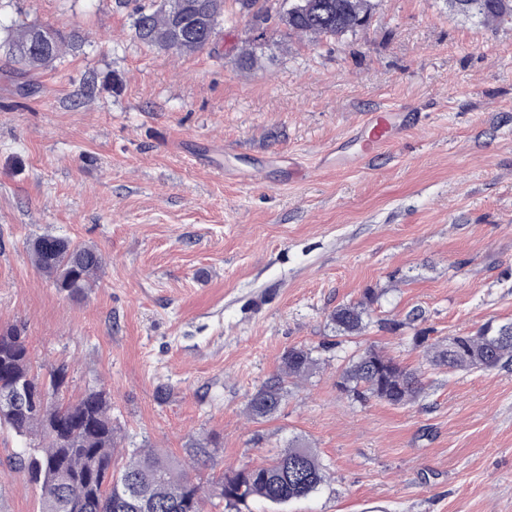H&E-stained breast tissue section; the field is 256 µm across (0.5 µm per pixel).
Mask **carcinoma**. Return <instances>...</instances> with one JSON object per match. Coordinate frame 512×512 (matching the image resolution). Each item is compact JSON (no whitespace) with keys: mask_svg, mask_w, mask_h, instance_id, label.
I'll list each match as a JSON object with an SVG mask.
<instances>
[{"mask_svg":"<svg viewBox=\"0 0 512 512\" xmlns=\"http://www.w3.org/2000/svg\"><path fill=\"white\" fill-rule=\"evenodd\" d=\"M321 7L298 8L282 18L298 37L342 40L368 22L372 0H318ZM226 0H147L135 7V37L143 44L177 54L206 48L207 30L224 20ZM456 15L483 23L512 21V0H448ZM0 50L26 71L46 69L76 49L79 37L37 23L5 28ZM31 263L55 287L73 297L93 287L102 254L93 246L50 234L28 245ZM378 299L368 290L363 300L337 306L330 314L336 336H358L368 327V311ZM426 360L448 371H493L512 365V320L487 323L455 336V343L420 337ZM316 366L312 350L293 347L282 356L279 373L252 393L246 410L253 419L274 416L288 382ZM66 372L53 370L49 381L33 372L26 338L15 328L0 330V428L29 440L15 469L40 490L42 512H202L205 491L189 479L174 458L149 448H130L121 466L112 464L115 427L112 405L103 390L75 400L63 397ZM336 386L352 400L410 404L424 392L421 374L396 358L367 347L353 356ZM330 481L318 454L298 439L254 466L231 469L213 485L224 512H246L260 498L286 505L320 492Z\"/></svg>","mask_w":512,"mask_h":512,"instance_id":"obj_1","label":"carcinoma"}]
</instances>
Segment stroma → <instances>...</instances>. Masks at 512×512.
Wrapping results in <instances>:
<instances>
[{
    "label": "stroma",
    "instance_id": "obj_1",
    "mask_svg": "<svg viewBox=\"0 0 512 512\" xmlns=\"http://www.w3.org/2000/svg\"><path fill=\"white\" fill-rule=\"evenodd\" d=\"M226 14L211 48L178 56L140 44L117 0H0V23L84 39L37 73L0 54V329L23 330L35 372L66 368L65 397L108 393L117 450L171 454L204 487L295 435L329 465L321 492L252 512H512V372L451 373L413 341L512 320V24L375 0L340 41L271 23L243 68L245 22L233 0ZM398 104L419 126L372 174L323 163ZM43 234L101 252L83 297L31 264ZM369 288V327L335 337L329 313ZM371 345L424 372L423 396L341 392ZM292 347L316 349L317 368L249 419ZM204 436L206 456L191 446ZM22 447L0 429V512L41 510L13 467Z\"/></svg>",
    "mask_w": 512,
    "mask_h": 512
}]
</instances>
